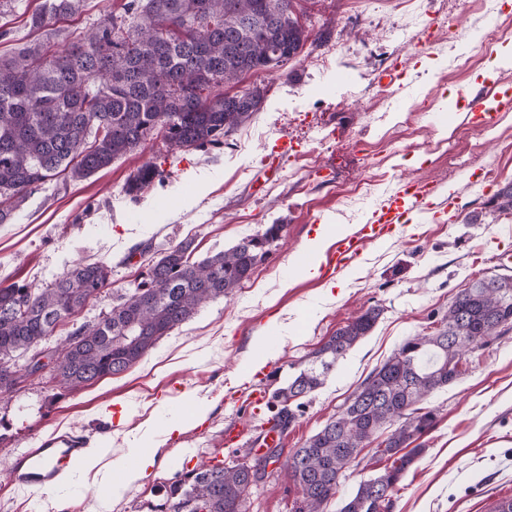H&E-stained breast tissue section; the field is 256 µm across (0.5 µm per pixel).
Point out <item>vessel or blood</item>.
<instances>
[{
  "label": "vessel or blood",
  "instance_id": "b4317fda",
  "mask_svg": "<svg viewBox=\"0 0 512 512\" xmlns=\"http://www.w3.org/2000/svg\"><path fill=\"white\" fill-rule=\"evenodd\" d=\"M439 194L437 183L403 179L396 192L373 209L353 235L335 242L321 268L322 274L341 275L367 242L392 237L409 223L412 213L432 208ZM56 442V447L31 448L15 456L9 466L11 483L43 488L56 486L63 472L74 467L83 454L76 438L62 435Z\"/></svg>",
  "mask_w": 512,
  "mask_h": 512
}]
</instances>
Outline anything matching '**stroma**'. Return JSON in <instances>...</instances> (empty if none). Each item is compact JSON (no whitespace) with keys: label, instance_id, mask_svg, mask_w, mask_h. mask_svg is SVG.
Returning <instances> with one entry per match:
<instances>
[{"label":"stroma","instance_id":"obj_1","mask_svg":"<svg viewBox=\"0 0 512 512\" xmlns=\"http://www.w3.org/2000/svg\"><path fill=\"white\" fill-rule=\"evenodd\" d=\"M479 3L293 0L307 40L287 72L243 78V86L264 88V100L222 147L169 152L161 142H146L58 194H36L0 224V288L40 287L75 262L111 261L112 286L88 303L78 316L82 322L98 319L127 288L142 262L133 252L138 244L149 241L162 250L190 240L201 259L266 225L285 227L269 259L231 299L204 306L128 371L62 394L45 372L25 378L10 400L0 401V512H167L163 485L201 462L239 460L258 448L268 416L249 406L256 366L266 367L264 385L275 391L336 328L380 305L370 336L305 398L283 435L278 462L267 466L243 502V512H293L297 492L286 462L295 449L336 416L406 338L434 333L460 289L483 277L512 276V263L498 259L512 253V215L490 205L498 188L512 182V153H474V163L499 170L496 182L482 186L470 170L449 165L431 149L454 128L480 127L473 94H482L488 106L512 98V62L504 54L512 34L480 44V29L493 18ZM445 17L460 20L457 50L477 57L457 84L444 81L447 52L417 43L425 22ZM324 56L330 67L317 66ZM399 59L407 60L406 73L383 79ZM384 90L390 97L381 118L358 110V100ZM407 110L411 126H397ZM316 136L325 148L319 168L308 171L301 151ZM284 137L296 150L266 164ZM148 161L156 163L160 179L142 194H127L129 177ZM433 168L449 190V206L415 214L402 234L366 244L342 275V287L298 271L300 253L323 225L355 231L400 177ZM367 176L383 182L375 196L345 199V191ZM472 214L479 223H466ZM463 368L456 382L428 396L436 424L396 486L391 512H493L501 499L512 498V330L466 355ZM200 405L207 412L198 425L171 431ZM230 428L244 430L243 446H225ZM58 433L85 441L100 456L98 466H74L51 491L14 487L8 462ZM135 446L156 447V465L112 492L110 464Z\"/></svg>","mask_w":512,"mask_h":512}]
</instances>
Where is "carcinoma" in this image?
<instances>
[{"label": "carcinoma", "instance_id": "carcinoma-1", "mask_svg": "<svg viewBox=\"0 0 512 512\" xmlns=\"http://www.w3.org/2000/svg\"><path fill=\"white\" fill-rule=\"evenodd\" d=\"M83 0H44L29 24L59 35V22L78 14ZM259 15L273 26L245 24ZM292 0H127L84 36L52 49L32 42L0 58V224L31 195L56 194L70 180L95 174L148 141L169 150L220 148L224 138L257 112L236 104L224 86L249 73L282 69L305 42ZM160 176L151 163L130 177L139 193ZM512 214V183L491 199ZM283 224H269L213 256L194 257L193 241L158 253L140 287L112 298L111 309L72 330L48 351L58 325L80 313L112 285L107 260L77 262L45 288H0V399L18 385L17 362L51 355L54 381L74 390L128 371L156 343L200 308L230 298L265 263ZM382 313L373 305L348 320L273 393L274 427L297 419L302 399L320 388L336 363L366 336ZM430 336L405 342L364 380L339 414L294 451L286 464L300 499L294 512H323L359 454L388 432L372 456L386 461L359 482L339 512H390L392 494L423 452L416 441L436 423L423 406L434 390L462 375L465 354L512 328V277L492 276L460 289ZM270 451L251 463L203 464L164 486L169 512H242L247 491L263 477Z\"/></svg>", "mask_w": 512, "mask_h": 512}]
</instances>
